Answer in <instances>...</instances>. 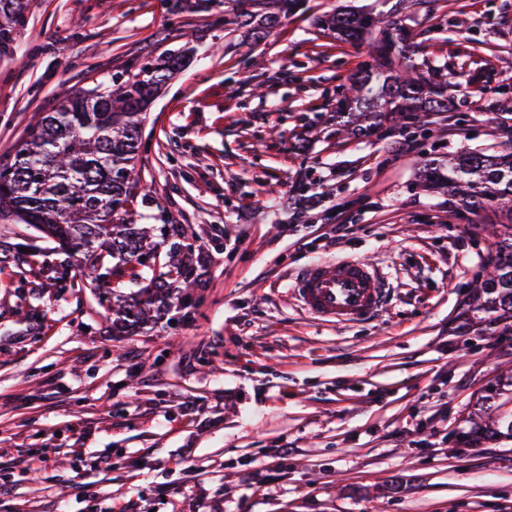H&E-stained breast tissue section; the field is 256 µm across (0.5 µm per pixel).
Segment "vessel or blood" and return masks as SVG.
Listing matches in <instances>:
<instances>
[{"label":"vessel or blood","instance_id":"b4317fda","mask_svg":"<svg viewBox=\"0 0 512 512\" xmlns=\"http://www.w3.org/2000/svg\"><path fill=\"white\" fill-rule=\"evenodd\" d=\"M291 288L308 314L336 324L364 322L388 299L378 266L360 257L314 261L296 274Z\"/></svg>","mask_w":512,"mask_h":512}]
</instances>
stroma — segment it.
<instances>
[{"instance_id": "obj_1", "label": "stroma", "mask_w": 512, "mask_h": 512, "mask_svg": "<svg viewBox=\"0 0 512 512\" xmlns=\"http://www.w3.org/2000/svg\"><path fill=\"white\" fill-rule=\"evenodd\" d=\"M249 6L29 0L0 44V161L65 95L190 50L148 107L151 191L128 210L193 240L195 281L187 304L115 334L132 267L61 287L53 242L0 213V512H512V435L457 440L491 389L512 402V335L462 316L498 254L490 227L512 216L417 182L432 156L512 152V0H304L262 36ZM348 6L401 29L415 77L448 87L412 152L391 147L399 118L339 129L337 88L387 64L321 26ZM21 243L35 265L14 260ZM349 255L383 269L388 305L364 325L313 319L293 276ZM34 448L58 454L30 473Z\"/></svg>"}]
</instances>
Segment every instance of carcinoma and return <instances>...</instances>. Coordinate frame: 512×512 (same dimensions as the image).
<instances>
[{
    "instance_id": "cac0c4a2",
    "label": "carcinoma",
    "mask_w": 512,
    "mask_h": 512,
    "mask_svg": "<svg viewBox=\"0 0 512 512\" xmlns=\"http://www.w3.org/2000/svg\"><path fill=\"white\" fill-rule=\"evenodd\" d=\"M253 30L276 27L281 18L301 10L302 0H266L264 12L254 10ZM324 23L345 39L378 33L377 51L385 58H407L402 33L390 34L385 21L369 12L343 10ZM183 52H173L152 63L112 89L79 92L59 100L28 136L21 138L12 165L22 178L0 182V207L34 227L76 257L85 276L100 282L103 274H121L122 266L141 264V256L158 250L155 228L124 224L139 179L135 172L141 148L140 127L147 105L174 74L184 67ZM403 71L365 70L352 79L336 110L345 118L347 131L369 132L390 114L422 122L428 112L448 111L447 91L435 82H420ZM422 183L455 191L467 210L501 205L512 214V154L461 152L424 163ZM493 270L475 289V299L485 318L477 324L512 335V225H506ZM168 271L147 279L138 294L112 308V328L130 331L150 320L155 310H165L170 300H186L194 286L192 270L179 246L170 243ZM118 263L112 265L109 259Z\"/></svg>"
}]
</instances>
